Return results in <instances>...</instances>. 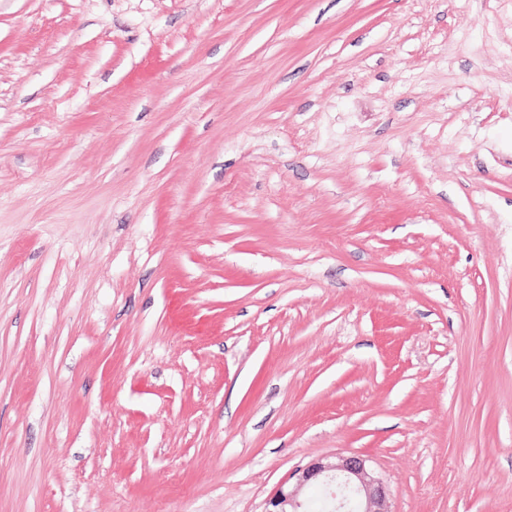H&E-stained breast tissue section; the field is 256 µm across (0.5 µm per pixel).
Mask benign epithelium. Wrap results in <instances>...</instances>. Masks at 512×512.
Masks as SVG:
<instances>
[{
  "label": "benign epithelium",
  "mask_w": 512,
  "mask_h": 512,
  "mask_svg": "<svg viewBox=\"0 0 512 512\" xmlns=\"http://www.w3.org/2000/svg\"><path fill=\"white\" fill-rule=\"evenodd\" d=\"M295 476L293 485L280 486L269 498L265 512H304L306 490L317 478L330 490L335 512H389L387 485L360 455L320 458Z\"/></svg>",
  "instance_id": "benign-epithelium-1"
}]
</instances>
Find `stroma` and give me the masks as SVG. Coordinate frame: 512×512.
<instances>
[{
  "label": "stroma",
  "instance_id": "obj_1",
  "mask_svg": "<svg viewBox=\"0 0 512 512\" xmlns=\"http://www.w3.org/2000/svg\"><path fill=\"white\" fill-rule=\"evenodd\" d=\"M334 454L512 512V0H0V512Z\"/></svg>",
  "mask_w": 512,
  "mask_h": 512
}]
</instances>
